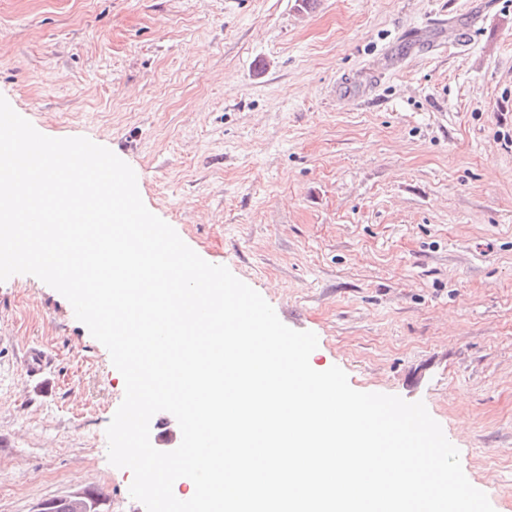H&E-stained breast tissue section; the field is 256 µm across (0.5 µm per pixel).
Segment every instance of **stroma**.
Listing matches in <instances>:
<instances>
[{
    "instance_id": "1",
    "label": "stroma",
    "mask_w": 512,
    "mask_h": 512,
    "mask_svg": "<svg viewBox=\"0 0 512 512\" xmlns=\"http://www.w3.org/2000/svg\"><path fill=\"white\" fill-rule=\"evenodd\" d=\"M0 95L136 170L189 247L317 335L313 369L423 401L512 512V0H0ZM123 397L66 298L0 282V512H145L107 459Z\"/></svg>"
}]
</instances>
